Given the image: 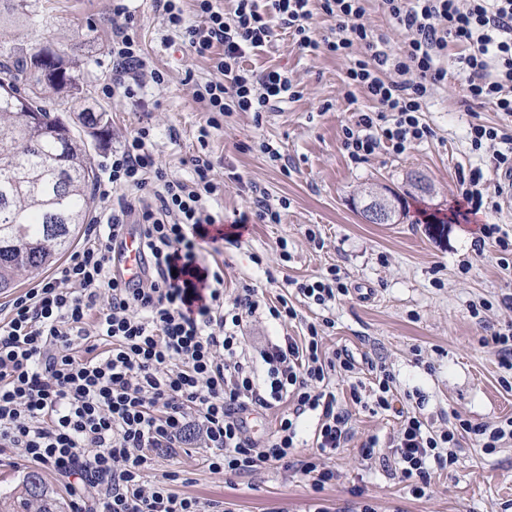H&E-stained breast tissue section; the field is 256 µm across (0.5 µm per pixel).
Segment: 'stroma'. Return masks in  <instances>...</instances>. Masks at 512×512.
<instances>
[{
    "label": "stroma",
    "instance_id": "stroma-1",
    "mask_svg": "<svg viewBox=\"0 0 512 512\" xmlns=\"http://www.w3.org/2000/svg\"><path fill=\"white\" fill-rule=\"evenodd\" d=\"M47 25L32 29L9 12L0 13V33L8 46L35 48L49 43L74 63L73 72L88 106L105 112L108 122L96 132L75 125L96 168H103L113 148L138 128L150 130L153 150L169 175L189 174L186 160L209 113L195 96L197 85L211 78L207 60L181 52L155 0H125L130 26L151 67L165 75L133 99L110 98L104 87L112 75L113 0H36ZM248 67H278L298 84L302 96L282 109L255 119L250 112L225 116L213 131L209 148L224 194L213 203L224 227L248 206L252 186L265 188L271 204L287 199L280 223H252L239 242H220L224 284L234 290L261 286L268 299L284 291V277L298 280L328 276L338 267L347 274L349 292L328 306L295 299L297 319L279 325L263 315L246 320L248 355L283 334L301 335L306 323L331 320L325 346L345 348L356 360L385 363L396 379L392 408L378 413L353 407L355 435L329 459L336 479L314 491L299 473L265 469L249 477L215 473L203 465L202 452L191 449L155 465L156 475L176 474L183 494L223 504L226 512H354L370 503L376 512H512V440L487 455L463 439L456 463L435 470L424 497L393 476L382 462L363 461L367 437L387 443L402 411H421L433 429L445 428L451 413L475 423L495 424L512 418V390L501 384L505 371L497 355L481 342L493 329L512 320L502 300L512 296V268L499 263L501 249L484 238L482 227L497 224L512 236V211L499 210L450 222L462 201L463 172L480 165L467 139L470 124L500 122L492 105L463 109L464 80L449 72L428 100L421 118L432 130L427 141L397 154L383 149L368 160L351 162L342 146L343 128L357 114L370 111L365 97L344 95L349 58L325 50L301 53L287 31L253 53ZM193 81H186V70ZM278 146L287 169L270 162L261 142ZM423 173L435 193L410 195L407 176ZM399 195L405 209L394 224H368L355 204L370 187ZM448 219L437 232L434 219ZM316 239H309V232ZM481 305L473 314V305ZM38 471L50 492L70 500L66 483L47 468H34L20 449L0 450V495L17 492L28 472Z\"/></svg>",
    "mask_w": 512,
    "mask_h": 512
}]
</instances>
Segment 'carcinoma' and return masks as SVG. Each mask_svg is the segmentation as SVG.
Segmentation results:
<instances>
[{
	"label": "carcinoma",
	"mask_w": 512,
	"mask_h": 512,
	"mask_svg": "<svg viewBox=\"0 0 512 512\" xmlns=\"http://www.w3.org/2000/svg\"><path fill=\"white\" fill-rule=\"evenodd\" d=\"M9 9L42 28L32 0H4ZM0 292L15 287L19 273H41L72 248L80 227L89 223L88 189L96 172L72 130L58 135L59 115L42 105L49 89H65L60 112L80 99L68 68L44 72L37 53L10 48L0 52ZM0 512H58L41 477L28 473L19 495L0 498Z\"/></svg>",
	"instance_id": "1"
}]
</instances>
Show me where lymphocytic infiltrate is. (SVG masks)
Listing matches in <instances>:
<instances>
[{"mask_svg": "<svg viewBox=\"0 0 512 512\" xmlns=\"http://www.w3.org/2000/svg\"><path fill=\"white\" fill-rule=\"evenodd\" d=\"M188 52L209 60L214 76L196 95L210 113L189 158L191 174L169 177L158 164L150 131L141 127L113 150L105 164L101 220L64 263L0 312V448H17L34 465L94 488L74 495L73 512H216L212 502L149 479L156 459L199 448L209 469L248 476L267 468L294 469L312 487L335 479L327 461L353 437L349 408L330 385L352 376L348 350L322 349L319 325L283 336L244 356V317L265 312L283 322L296 311L287 296L272 303L256 286L224 296V268L216 244L217 217L209 202L223 193L214 178L208 138L220 116L262 114L299 99L287 71L246 67V57L288 30L299 51L326 49L352 58L345 97L363 94L374 105L345 127L343 147L356 163L380 149L406 151L432 134L421 112L449 70L464 74L468 96L490 104L507 123H473V149L492 147L495 174H512V0H380L406 34L398 50L378 44L362 18L365 0H195L198 23H187L182 0H156ZM331 20L317 36L314 15ZM451 55V68L440 66ZM112 84L108 94L136 96L145 83H163L148 68L126 24L112 26ZM138 224L148 272L138 284L121 283L111 251L128 223ZM297 295L324 306L346 295V274L296 283ZM369 391L352 389L353 404L391 406L394 378L371 365ZM288 403L266 437L251 435V412ZM317 419L314 456L297 462L305 416ZM471 436L485 453L512 439V418L475 424L455 417L433 430L420 414L403 412L390 444L394 472L424 495L433 468L454 464V449Z\"/></svg>", "mask_w": 512, "mask_h": 512, "instance_id": "obj_1", "label": "lymphocytic infiltrate"}]
</instances>
